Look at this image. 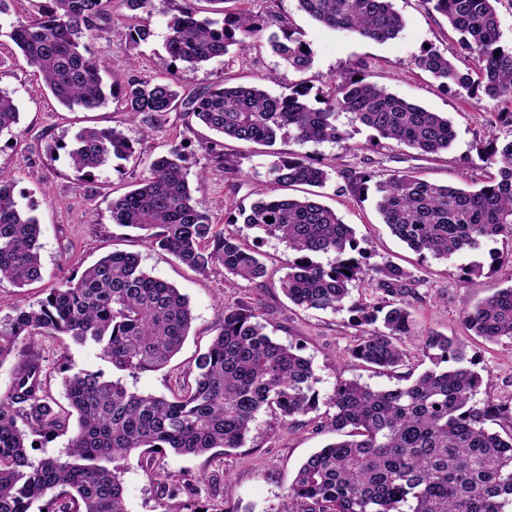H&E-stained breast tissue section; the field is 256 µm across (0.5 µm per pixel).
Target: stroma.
<instances>
[{
    "instance_id": "35a3bbf8",
    "label": "stroma",
    "mask_w": 512,
    "mask_h": 512,
    "mask_svg": "<svg viewBox=\"0 0 512 512\" xmlns=\"http://www.w3.org/2000/svg\"><path fill=\"white\" fill-rule=\"evenodd\" d=\"M393 6L404 27L397 38L379 43L315 22L299 10L297 0H231L230 9L260 19L262 31L249 51L234 50L198 69L185 71L184 84L189 89H202L218 83H250L260 77L274 94L302 83L317 95L327 91L329 78L343 75L359 62L366 81L448 115L456 131L448 152L427 155L392 140H373L371 130L344 114L339 122L350 138L342 143H309L301 148L284 137L270 149L225 142L224 150L234 155L237 168L236 173L228 174L223 166L206 159L202 128L185 125L178 117H171L145 136L123 112L120 98L110 99L94 112L67 110L31 67L13 63L15 46L8 37H0V90L13 97L20 112L18 138L0 137V171L14 179L19 209L34 210L40 221L43 266L40 282L23 288L0 283V320H9L16 307L44 299L51 288L81 273L103 255L125 251L138 254L142 267L152 276L178 288L188 299L193 315L180 352L160 370L125 377L124 383L131 390L156 396L177 391L183 382L192 379L194 360L207 348L224 306L250 298L260 299L268 334L283 345L299 348L301 355L311 361L320 395L331 393L344 380L357 379L376 390L400 385L398 373L373 371L349 357L348 350L360 332L348 311L306 310L288 301L279 281L288 271L291 251L277 240H259L258 230L237 219L239 209L250 206L258 190L280 194V187L271 183L267 170L275 157L301 148L329 171V181L319 190L321 201L345 223L356 227L358 236L365 239L371 263L389 259L410 268L420 279L419 291L425 302L415 309L413 334L402 343L404 370L418 374L429 367L422 339L428 332H439L465 343L468 359L483 377L480 398L512 405V339L489 342L471 335L460 312L463 301L475 303L512 285V264L497 265L490 258L494 251H512V243L499 241L490 250L448 259L421 255L382 224L374 191L342 195L336 191L343 175L364 171L373 173L378 181L396 171H416L438 184L479 187L492 174L481 159L486 128L494 127L500 141L512 140V125L491 123L494 103L453 86L442 87L417 67L415 59L424 48L453 53L457 35L447 19L432 12L427 0H393ZM176 7L177 0H153L150 21L154 36L149 43L134 46L129 42L124 8L113 6L112 29L92 42V52L114 67L131 60L135 63L134 74L166 78L172 68L165 49L167 24ZM281 19L291 22L312 50L313 64L307 72L288 68L267 45ZM86 126L122 128L137 143L135 156L100 170L92 182H77L67 155L57 145ZM173 142L183 144L190 172L204 174L202 180L192 183L200 208L225 233L262 254L269 273L265 289L256 290L253 283L227 275L220 267L205 275L195 273L173 257L150 248L140 230L113 223V194L125 192L146 175L149 159ZM473 262L481 263L482 273L463 276V269ZM31 354L40 359L47 394L62 407L67 400L61 368L76 371L103 366L94 351L74 345L68 337L37 336L20 342L0 364L1 396L7 394L19 364ZM326 410L325 404H318L313 413L299 417L292 425L284 424L273 412L259 413L244 445L227 451L217 448L202 456L169 451L155 456L148 468L135 453L116 459L114 465L122 473L128 512H161L159 504L166 499L164 484L172 475L188 482L176 505L191 502L206 512H282L288 487L300 465L332 438L331 432L317 431L315 426L316 418L324 416Z\"/></svg>"
}]
</instances>
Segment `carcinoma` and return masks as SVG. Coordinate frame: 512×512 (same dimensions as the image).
Here are the masks:
<instances>
[{"label":"carcinoma","instance_id":"cac0c4a2","mask_svg":"<svg viewBox=\"0 0 512 512\" xmlns=\"http://www.w3.org/2000/svg\"><path fill=\"white\" fill-rule=\"evenodd\" d=\"M197 0H182L170 21L165 43L172 62L192 69L222 57L262 29L243 12L214 10L202 17ZM459 35L456 52L426 50L416 64L443 86L452 84L491 101L512 100V45L501 44L499 0H427ZM128 11L129 38L147 42L153 0H120ZM32 12L8 22V37L53 97L68 109L93 111L119 93L124 111L145 133L173 112L196 119L224 139L272 146L286 129L300 146L341 142L348 134L340 113L374 132L424 154L448 150L456 132L447 116L409 103L365 81L359 71L334 81L329 91L308 99L310 88L296 84L273 94L260 81L216 84L185 93L179 69L160 80L132 75L99 61L87 43L112 27V0H31ZM299 8L321 25L375 42L398 36L403 19L392 0H298ZM269 40L289 68L305 72L312 54L287 22ZM468 61L466 68L457 65ZM112 83L105 85L102 73ZM20 112L0 91V136L14 135ZM485 162L496 169L481 188L438 185L408 172L375 183L376 208L391 233L413 251L448 258L474 253L498 239L512 241V140L499 146L487 130ZM74 176L86 182L135 147L118 127H83L66 143ZM211 160L233 171L224 145L205 146ZM272 181L285 188L322 187L323 165L307 154L279 158ZM183 146L172 144L148 164L135 188L112 199V223L139 229L154 249L189 268L215 267L263 289L267 268L256 249L216 228L192 195ZM372 175L343 177L337 191L368 189ZM243 223L261 239L287 244L295 258L281 289L295 305L348 309L361 336L351 357L368 367L404 366L402 337L411 333L412 310L423 302L420 279L390 260L369 265L356 229L336 211L309 198L266 194L240 209ZM273 222H266V218ZM41 228L37 216L20 210L14 185L0 172V283L23 287L42 279ZM332 254L328 266L312 257ZM351 275H346V272ZM368 280L378 293L373 304L346 306L354 283ZM466 328L488 341L512 339V285L475 305L462 301ZM193 320L187 298L173 285L148 274L139 256L114 251L51 289L37 304L16 308L0 324V365L20 340L68 336L91 349L112 369L134 377L165 366L181 349ZM424 350L433 367L407 385L374 390L357 379L339 382L327 396L333 409L321 428L336 440L313 453L288 488L286 512H505L512 505V432L502 437L485 423L500 416L512 421V407L474 398L483 377L467 366L463 346L437 332ZM39 359L30 357L15 372L12 388L0 397V512H127L117 457L133 452L151 460L170 448L202 455L216 448L241 447L256 415L266 409L291 423L312 411L318 394L311 362L266 333L254 302L224 307L207 351L195 360L194 376L171 396L130 390L123 379L100 369L62 375L70 410L57 412L45 394ZM69 435L58 456L32 459L40 439Z\"/></svg>","mask_w":512,"mask_h":512}]
</instances>
